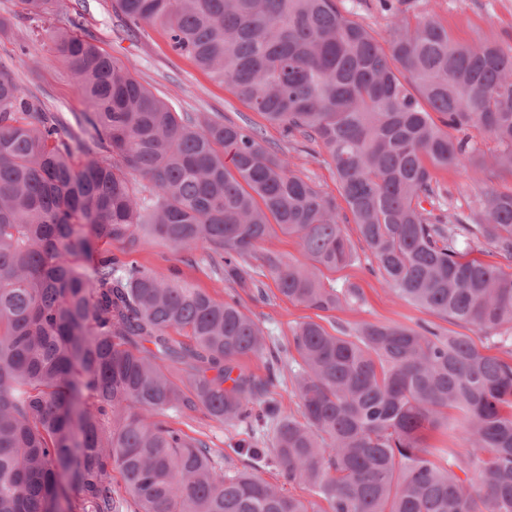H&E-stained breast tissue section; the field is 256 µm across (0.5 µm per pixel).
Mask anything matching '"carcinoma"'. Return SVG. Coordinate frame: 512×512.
Segmentation results:
<instances>
[{
  "mask_svg": "<svg viewBox=\"0 0 512 512\" xmlns=\"http://www.w3.org/2000/svg\"><path fill=\"white\" fill-rule=\"evenodd\" d=\"M398 2L385 49L343 0H112L127 30L162 28L288 142L319 145L339 202L255 128L182 118L78 19L50 24L56 0H20L90 111L67 125L0 69V512H512V192L453 213L435 178L464 159L476 179L512 171V47L460 43L432 16L412 26ZM348 222L393 297L485 342L428 323L328 332L324 313L361 300L322 281L361 263ZM278 231L305 261L268 251L262 266L317 312L284 348L288 417L270 399L283 368L239 365L267 344L236 295L100 249L201 244L246 287ZM480 244L502 263L471 257ZM197 410L269 425L271 447L241 441L246 464L220 477L229 455L172 425ZM435 432L468 450L430 446Z\"/></svg>",
  "mask_w": 512,
  "mask_h": 512,
  "instance_id": "1",
  "label": "carcinoma"
}]
</instances>
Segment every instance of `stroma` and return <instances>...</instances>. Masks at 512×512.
<instances>
[{
    "mask_svg": "<svg viewBox=\"0 0 512 512\" xmlns=\"http://www.w3.org/2000/svg\"><path fill=\"white\" fill-rule=\"evenodd\" d=\"M406 6L410 20L436 17L461 42L489 37L512 45V0H407ZM0 15L13 21L11 31L0 35V68L13 70L22 92L37 97L60 119L68 122L73 113L85 111L86 101L68 67L31 33L18 0H0ZM74 17L81 19L84 36L92 37L101 49L175 111L196 120L219 116L260 129L268 144L287 155L296 174L327 195H337L334 167L317 145L303 148L289 144L278 127L250 109L229 87L211 79L190 59L174 53L163 29L148 26L133 37L115 18L112 0H57L52 23L63 27ZM436 177L448 191L449 208L455 211L467 210L486 190H512L511 172L498 170L478 183L466 163L438 171ZM181 257V252L159 241L131 255L138 264L160 274L167 273L172 266H180L185 282L216 299L225 298L229 286L211 268L205 247L194 249L192 264H181ZM254 278V284L239 289L240 300L259 320L268 347H287L292 327L310 317L311 312L281 296L265 268H257ZM324 281L337 288L356 285L363 295L362 301L327 313L323 321L325 328L338 324L353 328L363 321L386 320L408 325L437 323L443 331L452 329L450 323L439 322L435 314L395 300L369 263L325 273ZM179 426L215 449L228 447L237 439L235 429L222 426L200 411L183 416Z\"/></svg>",
    "mask_w": 512,
    "mask_h": 512,
    "instance_id": "1",
    "label": "stroma"
}]
</instances>
